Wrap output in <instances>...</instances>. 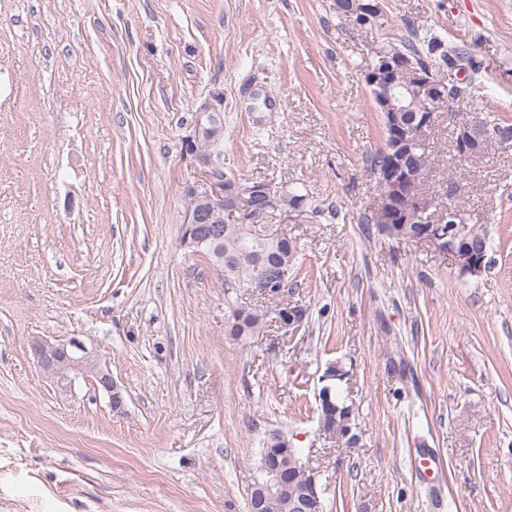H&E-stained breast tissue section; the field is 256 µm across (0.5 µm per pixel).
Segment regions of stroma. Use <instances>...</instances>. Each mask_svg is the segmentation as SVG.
Returning a JSON list of instances; mask_svg holds the SVG:
<instances>
[{
  "mask_svg": "<svg viewBox=\"0 0 512 512\" xmlns=\"http://www.w3.org/2000/svg\"><path fill=\"white\" fill-rule=\"evenodd\" d=\"M0 0V512H247L265 436L320 473L323 512H512V145L457 162L455 127L512 124V0ZM465 54L430 133L425 188L486 225L462 273L362 223L384 143L365 82L409 31ZM225 173L309 194L286 324L229 334L208 256L181 244L198 113ZM83 339L125 397L58 390L30 342ZM337 377L326 380L328 368ZM350 408L320 431L324 386ZM446 462L440 488L410 466ZM412 467L417 474L424 475L431 480H439L444 477L445 464L439 455L430 448L413 449Z\"/></svg>",
  "mask_w": 512,
  "mask_h": 512,
  "instance_id": "1",
  "label": "stroma"
}]
</instances>
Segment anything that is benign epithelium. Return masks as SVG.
<instances>
[{"instance_id": "benign-epithelium-1", "label": "benign epithelium", "mask_w": 512, "mask_h": 512, "mask_svg": "<svg viewBox=\"0 0 512 512\" xmlns=\"http://www.w3.org/2000/svg\"><path fill=\"white\" fill-rule=\"evenodd\" d=\"M336 10L343 16L354 19L367 16L365 5L360 0H336ZM373 65L370 68V85L381 90L384 108L391 111L393 136L404 143L408 140L426 142L432 129L436 112L441 103L451 99L448 86L433 75L418 69L412 60L395 55L393 44L371 49ZM403 69L410 79L405 89L426 102V110L414 115L406 122L402 115L407 111L403 105V95L395 93L391 75L395 68ZM220 121L213 112H201L197 119L196 138L192 149L199 165L197 185L188 191L191 203L185 209L183 246L198 251L208 243V239L197 230L200 224H247L252 234L266 239L279 237V232L266 226L267 218L279 217L286 224L304 214L301 207L294 205L289 209L281 207V198L288 191L274 182L247 180L243 182L226 181L222 175L221 155L204 151L202 141L212 142L218 139ZM457 150L462 155L479 151L493 135L485 130L480 118L462 120L457 127ZM377 183L379 197L371 207L379 220L390 226L392 236L410 241H425L442 253L451 256L461 270L477 274L484 269L486 250L476 248L472 241L473 229L466 222L456 223L457 214L451 207L434 199H408L407 207L416 210L421 216V226L410 231L401 223L402 212L397 209L394 191L417 181L419 172L404 163V157L394 158L393 165L384 171L370 172ZM289 269L275 266L247 282L245 289L260 295L276 293L288 283ZM31 348L41 372L56 386L66 390L79 377L92 375L96 378V387L110 400L112 410L124 409L125 400L112 375L104 370L97 359L94 348L83 340L73 337L65 341L51 342L35 338ZM320 428L326 433L336 430V419L340 411L335 409L331 389L322 388L320 395ZM261 463L267 473V481L252 488V512H263V507L274 491L282 488L279 469V457L270 454L264 448ZM294 512H322V504L317 484V475L310 473L307 482L292 497Z\"/></svg>"}]
</instances>
